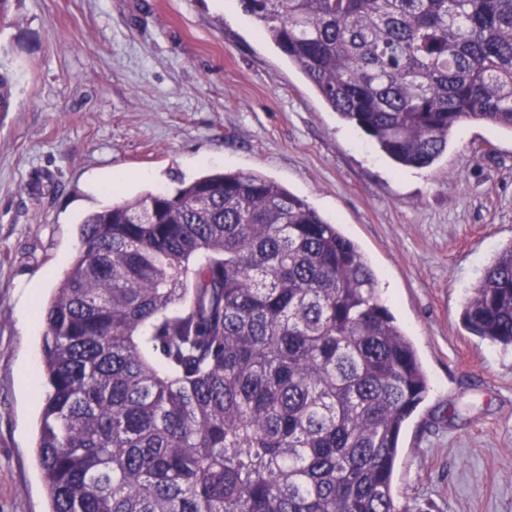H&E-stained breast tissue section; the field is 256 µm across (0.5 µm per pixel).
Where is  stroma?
<instances>
[{
	"mask_svg": "<svg viewBox=\"0 0 512 512\" xmlns=\"http://www.w3.org/2000/svg\"><path fill=\"white\" fill-rule=\"evenodd\" d=\"M0 65V512H49L36 458L41 397L22 374L88 213L212 171L305 197L369 259L430 390L406 421L405 512H512V347L472 334L464 304L512 244V132L463 123L427 169L393 166L340 120L239 0H6ZM127 180L119 195L103 185Z\"/></svg>",
	"mask_w": 512,
	"mask_h": 512,
	"instance_id": "stroma-1",
	"label": "stroma"
}]
</instances>
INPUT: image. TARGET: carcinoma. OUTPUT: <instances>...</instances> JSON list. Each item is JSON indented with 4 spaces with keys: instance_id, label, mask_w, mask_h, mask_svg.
<instances>
[{
    "instance_id": "carcinoma-1",
    "label": "carcinoma",
    "mask_w": 512,
    "mask_h": 512,
    "mask_svg": "<svg viewBox=\"0 0 512 512\" xmlns=\"http://www.w3.org/2000/svg\"><path fill=\"white\" fill-rule=\"evenodd\" d=\"M240 3L399 166H432L466 120L512 132V0ZM80 242L41 310L51 512H404L400 435L428 380L339 225L222 172L103 206ZM462 319L512 346V244Z\"/></svg>"
}]
</instances>
